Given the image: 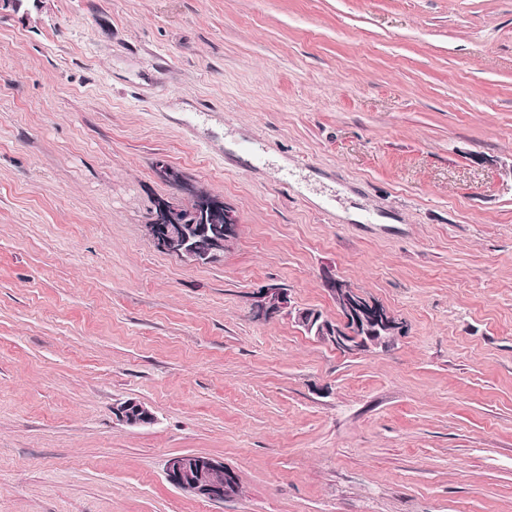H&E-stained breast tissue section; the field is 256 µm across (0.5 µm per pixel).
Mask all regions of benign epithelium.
<instances>
[{"label":"benign epithelium","mask_w":512,"mask_h":512,"mask_svg":"<svg viewBox=\"0 0 512 512\" xmlns=\"http://www.w3.org/2000/svg\"><path fill=\"white\" fill-rule=\"evenodd\" d=\"M154 174L162 182L181 183L191 203L182 205L171 198H157L151 219L143 225L145 236L158 251L184 261L204 264L222 260L236 237L238 220L234 210L222 197L187 183L182 172L163 158L156 160ZM324 285L338 311L334 321L316 310L295 308L288 289L274 284L251 292L252 313L265 320L288 315L307 334L351 355L370 348L388 349L397 337L407 333L401 317L348 281L329 273ZM119 414L120 421L130 427L155 422L153 413L134 400L121 405ZM166 474L173 486L198 498L224 502L241 495L238 476L224 462L208 456H173L168 459Z\"/></svg>","instance_id":"7a95c632"}]
</instances>
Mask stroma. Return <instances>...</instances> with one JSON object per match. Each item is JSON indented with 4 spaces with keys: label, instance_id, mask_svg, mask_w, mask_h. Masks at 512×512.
Instances as JSON below:
<instances>
[{
    "label": "stroma",
    "instance_id": "35a3bbf8",
    "mask_svg": "<svg viewBox=\"0 0 512 512\" xmlns=\"http://www.w3.org/2000/svg\"><path fill=\"white\" fill-rule=\"evenodd\" d=\"M160 158L235 211L222 261L145 236ZM329 269L394 347L253 317L336 319ZM0 512H512V0L0 13ZM324 285L336 305L339 315L336 321L316 310L295 308L288 289L274 284L262 285L251 292L252 313L265 320L292 316L307 334L351 355L370 348L388 349L398 336L407 333L401 317L348 281L328 273ZM120 421L130 427H143L155 422L153 413L140 402L126 401L119 409ZM166 474L176 488L209 501L224 502L242 493L238 476L224 462L208 456H173L168 459Z\"/></svg>",
    "mask_w": 512,
    "mask_h": 512
}]
</instances>
